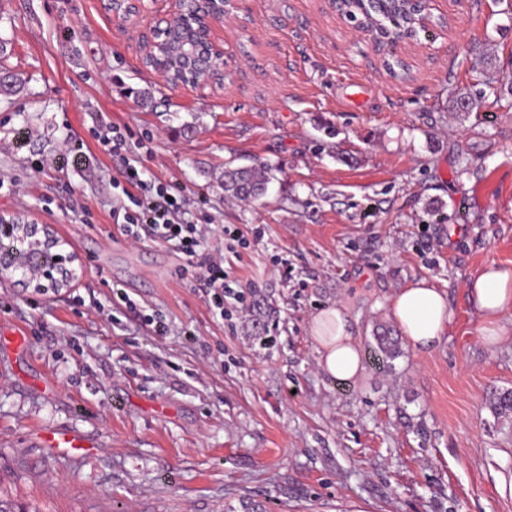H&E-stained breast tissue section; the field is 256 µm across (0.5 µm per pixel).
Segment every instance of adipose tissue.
<instances>
[{
	"mask_svg": "<svg viewBox=\"0 0 512 512\" xmlns=\"http://www.w3.org/2000/svg\"><path fill=\"white\" fill-rule=\"evenodd\" d=\"M469 300L480 320L484 342L496 344L512 335L505 320L512 314V268L487 266L466 283ZM404 339L417 350L436 346L450 321L446 294L422 279L400 289L390 305ZM310 337L320 369L332 379L349 382L362 371L361 348L341 308L321 310L310 320Z\"/></svg>",
	"mask_w": 512,
	"mask_h": 512,
	"instance_id": "obj_1",
	"label": "adipose tissue"
}]
</instances>
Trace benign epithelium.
<instances>
[{"label":"benign epithelium","instance_id":"obj_1","mask_svg":"<svg viewBox=\"0 0 512 512\" xmlns=\"http://www.w3.org/2000/svg\"><path fill=\"white\" fill-rule=\"evenodd\" d=\"M169 10H152L149 0H103L105 9L124 22L141 27L143 58L163 83L172 88H224V41L216 27L224 22L229 0H168ZM414 29L405 36L409 43L416 29L431 23L428 0H407ZM18 231L30 240L56 243L48 226L22 224ZM36 287L45 289L69 286L75 272L67 269L55 276V269H34Z\"/></svg>","mask_w":512,"mask_h":512}]
</instances>
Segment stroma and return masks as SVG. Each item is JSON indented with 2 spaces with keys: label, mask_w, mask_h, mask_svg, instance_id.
Masks as SVG:
<instances>
[{
  "label": "stroma",
  "mask_w": 512,
  "mask_h": 512,
  "mask_svg": "<svg viewBox=\"0 0 512 512\" xmlns=\"http://www.w3.org/2000/svg\"><path fill=\"white\" fill-rule=\"evenodd\" d=\"M387 52L327 0H230L224 86L173 89L140 29L101 0H0V215L46 224L70 287L0 273V497L26 512H512V337L483 342L466 281L512 267V0H432ZM489 57L482 74L475 55ZM471 96L472 111L451 100ZM141 138L149 178L250 237L224 267L250 312L214 316L199 267L112 222L118 158ZM82 148L90 161L63 157ZM273 166L229 200L225 168ZM260 240H253L255 230ZM427 279L451 320L427 351L377 361L400 288ZM166 317L157 336L113 291ZM339 306L362 349L352 383L317 365L312 315ZM22 331V349L11 343ZM66 431L86 451L49 448Z\"/></svg>",
  "instance_id": "35a3bbf8"
}]
</instances>
